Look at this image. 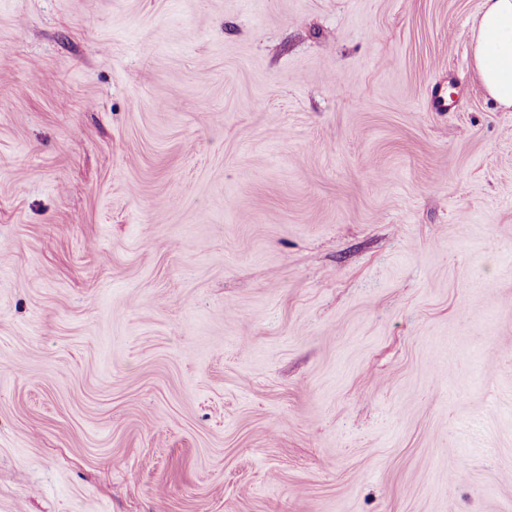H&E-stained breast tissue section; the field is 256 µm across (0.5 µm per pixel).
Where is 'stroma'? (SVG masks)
Instances as JSON below:
<instances>
[{
	"mask_svg": "<svg viewBox=\"0 0 512 512\" xmlns=\"http://www.w3.org/2000/svg\"><path fill=\"white\" fill-rule=\"evenodd\" d=\"M482 3L0 0V512H512Z\"/></svg>",
	"mask_w": 512,
	"mask_h": 512,
	"instance_id": "35a3bbf8",
	"label": "stroma"
}]
</instances>
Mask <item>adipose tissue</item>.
<instances>
[{
	"instance_id": "obj_1",
	"label": "adipose tissue",
	"mask_w": 512,
	"mask_h": 512,
	"mask_svg": "<svg viewBox=\"0 0 512 512\" xmlns=\"http://www.w3.org/2000/svg\"><path fill=\"white\" fill-rule=\"evenodd\" d=\"M473 61L490 97L512 108V0H484L473 30Z\"/></svg>"
}]
</instances>
